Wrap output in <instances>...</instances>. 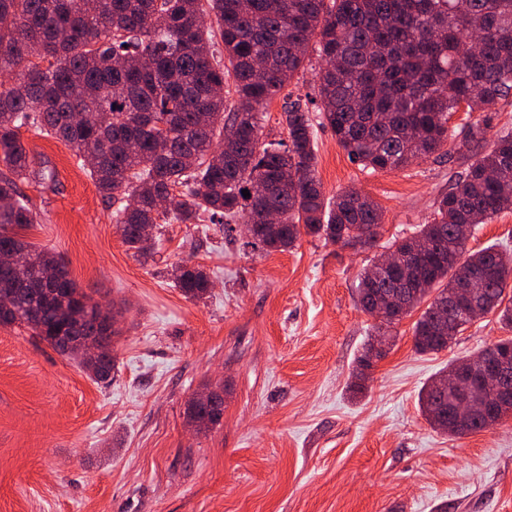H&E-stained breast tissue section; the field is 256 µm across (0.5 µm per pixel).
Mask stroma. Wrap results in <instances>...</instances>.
Instances as JSON below:
<instances>
[{
    "instance_id": "stroma-1",
    "label": "stroma",
    "mask_w": 512,
    "mask_h": 512,
    "mask_svg": "<svg viewBox=\"0 0 512 512\" xmlns=\"http://www.w3.org/2000/svg\"><path fill=\"white\" fill-rule=\"evenodd\" d=\"M314 75L296 74L269 103L264 141H287L283 105L313 94ZM19 133L33 161L56 173L50 187L18 184L37 214L26 239L124 313L108 385L30 330L0 326V512H512V415L454 436L431 426L419 401L452 361L512 338L498 312L426 354L414 348L420 314L411 312L363 390L351 389L374 333L357 277L427 223L456 160L375 172L319 126L324 195L355 189L381 207L375 247L355 252L304 235L266 253L211 221H173L139 255L73 151L34 126ZM181 262L209 273L206 296L175 287ZM218 384L223 419L194 432L187 404Z\"/></svg>"
}]
</instances>
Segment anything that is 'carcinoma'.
Here are the masks:
<instances>
[{
  "label": "carcinoma",
  "mask_w": 512,
  "mask_h": 512,
  "mask_svg": "<svg viewBox=\"0 0 512 512\" xmlns=\"http://www.w3.org/2000/svg\"><path fill=\"white\" fill-rule=\"evenodd\" d=\"M213 18L224 44L216 59ZM327 62L316 73L321 124L349 158L374 171L394 170L433 154L455 157L463 170L435 202L431 221L393 244L399 270L372 264L358 278L362 310L375 315L387 299L415 309L434 300L415 322L419 353L448 347V318L466 319L471 298L462 281L484 282L477 302L503 305L500 266L512 253L496 245L466 253L467 224L512 210V132L485 148L491 116L462 138L448 132V115L512 95V0H0V72L16 81L0 89V163L20 180L50 186L55 174L35 165L19 130L32 125L68 145L99 192L117 204L112 221L138 253L149 248L140 227L167 213L195 224L208 214L221 224L260 223L278 215L279 228L251 244L265 252L294 247L301 235L346 246H372L382 213L356 190L325 199L316 170L309 107L283 109V148L262 142L260 113L304 68L308 50ZM233 78L234 100L216 93ZM295 170L288 182L284 172ZM250 196L245 197L242 191ZM16 182L0 178V247L14 252L0 267V325L24 326L78 362L96 382L112 377L114 357L91 362L67 345L73 334L112 345L118 330L99 321L100 303L77 287L55 254L19 235L36 214L17 199ZM431 243L421 264L415 245ZM176 287L188 298L208 292L200 265L179 264ZM452 389L428 384L421 408L434 427L455 435L487 430L506 415L458 422Z\"/></svg>",
  "instance_id": "1"
}]
</instances>
